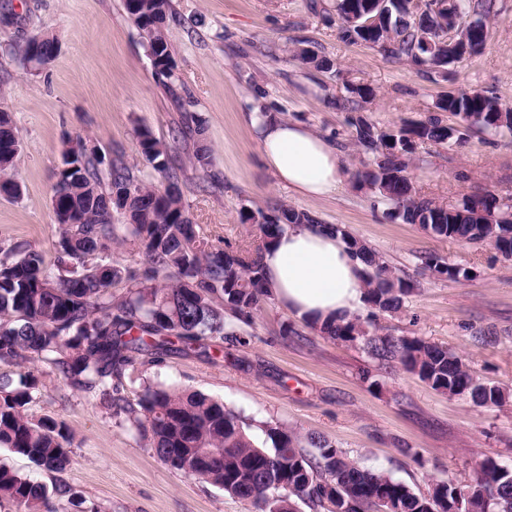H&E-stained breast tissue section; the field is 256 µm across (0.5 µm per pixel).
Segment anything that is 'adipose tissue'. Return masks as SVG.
Masks as SVG:
<instances>
[{"label":"adipose tissue","instance_id":"obj_1","mask_svg":"<svg viewBox=\"0 0 512 512\" xmlns=\"http://www.w3.org/2000/svg\"><path fill=\"white\" fill-rule=\"evenodd\" d=\"M251 124L278 185L308 198L331 197L343 188L342 154L329 138L287 120L257 116ZM263 266L274 299L309 323L349 316L361 307V264L339 235L293 225L264 251Z\"/></svg>","mask_w":512,"mask_h":512}]
</instances>
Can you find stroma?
Here are the masks:
<instances>
[{
	"label": "stroma",
	"mask_w": 512,
	"mask_h": 512,
	"mask_svg": "<svg viewBox=\"0 0 512 512\" xmlns=\"http://www.w3.org/2000/svg\"><path fill=\"white\" fill-rule=\"evenodd\" d=\"M333 2L172 0L166 34L176 104L161 88L124 0H0V12L14 15L12 25H0V109L9 112L21 142L14 162L20 194H0V259L17 246L32 249L59 276L61 227L52 188L67 147L84 143L105 157L102 185H109L108 163L116 160L143 183L164 187L138 152L143 132L166 145L185 207L214 247L254 249L259 232L241 223L240 213L281 203L339 225L414 285L398 312L378 316V334L448 349L482 382L507 390L501 404L479 406L432 389L401 365L383 368L363 341L326 339L271 297L243 327L245 345L159 362L140 357L123 379V394L135 403L149 385L198 392L235 412L259 447L272 445L265 423H278L325 438L360 466L415 492H428L438 480L463 487L483 459L512 469V259L488 243L437 238L386 219L375 193L356 177L371 157L351 145L347 115L334 101L353 87L371 89L363 114L381 128L426 119L451 87L512 105V0H498L484 50L456 64L449 81L342 41L324 17ZM35 32L59 44L52 62L37 71L18 51ZM298 48L327 59L329 68L302 64ZM256 109L332 139L346 168L342 191L307 199L278 187L249 124ZM199 144L210 151L204 169L189 161ZM408 172L417 194L448 206L487 189L512 198V134L473 131L461 143L420 145ZM430 254L463 277L435 276L422 263ZM32 368L41 385L27 411L69 427L71 464L56 475L0 448V465L46 485L66 481L73 497L51 499V512H258L163 464L124 416L71 386L52 364L37 360Z\"/></svg>",
	"instance_id": "1"
}]
</instances>
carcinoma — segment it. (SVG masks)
I'll use <instances>...</instances> for the list:
<instances>
[{"label":"carcinoma","instance_id":"carcinoma-1","mask_svg":"<svg viewBox=\"0 0 512 512\" xmlns=\"http://www.w3.org/2000/svg\"><path fill=\"white\" fill-rule=\"evenodd\" d=\"M454 2L448 12L417 18L407 0H387L376 32L363 31L351 20L368 11L370 0H336L333 10L346 41L445 72L483 51L488 23L497 13L495 0ZM125 10L154 57L157 74L168 79L165 88L173 91L172 49L166 37L173 18L171 0H125ZM435 27L460 35L429 52L423 36ZM57 51L56 39L47 34L29 36L20 46L28 65L48 63ZM435 109L456 117L457 127L437 115L396 130L379 128L363 115L349 117L355 141L374 155L359 178L404 223L417 224L435 237L490 243L512 258L511 202L486 191L444 209L418 195L407 172L422 143L460 140L470 130L512 133V105L480 90H450L437 98ZM138 145L143 160L168 181L164 189L147 186L112 163L105 190L98 177L103 159L87 153L74 173L54 184V214L72 220L61 225L58 248L65 276L52 278L41 254L29 249L15 247L0 260V361L22 368L17 379H0V448L50 473H62L70 464L72 433L65 423L35 421L26 413L39 391L38 377L26 364L37 358L51 363L73 387L100 396L125 414L163 463L230 495L265 504L267 512H294L299 501L325 512H377L383 498L391 502L392 512H512V469L491 459L478 464L469 485L439 480L422 494L361 467L325 439L309 438L316 453L308 455L298 435L280 425H265L273 447L260 448L234 412L202 394L149 386L140 408H133L121 395L122 377L140 356L159 359L208 344L218 349L243 343L232 320L253 322L260 303L270 296L261 264L264 248L294 224L316 223L310 213L285 205L269 213L250 212L241 221L256 223L261 245L245 254L214 249L200 237L174 185L177 173L167 147L146 132L139 134ZM18 149L10 115L0 112V180L5 186L15 183ZM115 210L143 248L146 265L140 273L110 255ZM329 230L363 264L360 276L369 312L364 320L339 317L321 324L322 336L343 342L361 338L381 364L398 362L441 393L468 396L479 405L505 400L503 388L480 382L458 356L438 345L370 333L368 327L379 314L401 308L413 285L342 227ZM123 281L127 292L116 299L112 285ZM219 299L222 309L216 307ZM52 496L70 498L73 493L64 483L49 488L0 466V498L22 512H41Z\"/></svg>","mask_w":512,"mask_h":512}]
</instances>
